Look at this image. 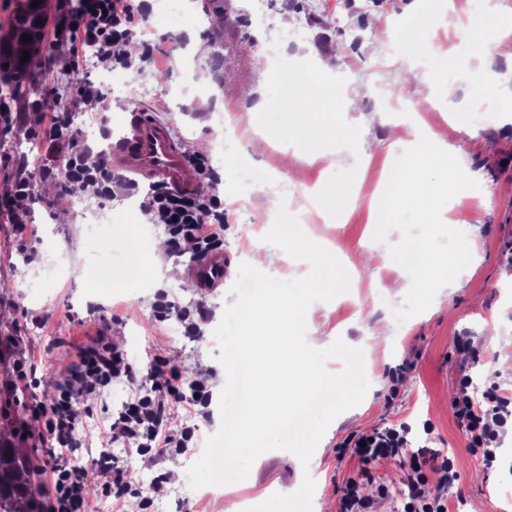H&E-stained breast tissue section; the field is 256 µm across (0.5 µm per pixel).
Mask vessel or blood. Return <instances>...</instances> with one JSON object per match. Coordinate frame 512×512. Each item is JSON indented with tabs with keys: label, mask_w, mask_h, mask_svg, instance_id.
<instances>
[{
	"label": "vessel or blood",
	"mask_w": 512,
	"mask_h": 512,
	"mask_svg": "<svg viewBox=\"0 0 512 512\" xmlns=\"http://www.w3.org/2000/svg\"><path fill=\"white\" fill-rule=\"evenodd\" d=\"M40 14L33 0H22L15 25L17 35L35 34ZM109 163L115 171L159 179L182 192L190 193L197 187L196 172L169 125L141 112L133 113L130 134L113 146ZM227 270L223 252L215 251L192 268L191 277L201 291L208 292L223 285Z\"/></svg>",
	"instance_id": "obj_1"
}]
</instances>
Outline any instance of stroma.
<instances>
[{
  "label": "stroma",
  "instance_id": "35a3bbf8",
  "mask_svg": "<svg viewBox=\"0 0 512 512\" xmlns=\"http://www.w3.org/2000/svg\"><path fill=\"white\" fill-rule=\"evenodd\" d=\"M190 2L192 10L184 16L161 11L159 0H149L148 20L139 35L156 41L170 67L157 72L154 81L134 82L125 93H113L108 111L93 113L78 106L77 113L90 130L78 143L95 153L106 149L113 135L127 134L138 109L169 122L185 154H194L197 143H207L206 154L213 159L224 190L223 251L229 258L224 285L206 294L195 287L187 275L197 262L190 247L166 252V261L182 268L180 279L162 280L151 271L130 276V258L146 256L151 240L166 232L161 225L144 223L139 199L126 185L108 201L82 191L57 198L50 206L34 205L32 235L25 239L13 225L0 221V384L10 388L11 417L10 422L0 421V441L12 442L27 455L35 481L50 489L51 474L43 456L47 443L31 406L52 400L86 332L104 331L126 348L138 370L160 353L190 373L224 374L220 351L208 341L226 306L236 300L230 289L240 264L280 280L309 272L306 261L291 257L272 267L265 262L271 246L263 237L275 208V185L288 184L292 204L299 207L308 205L313 194L322 204L329 188L339 184L346 190L344 204L333 211L311 207V219L302 230L349 264L350 290L331 301L315 302L307 328L363 350L370 383L365 398L330 424L309 466H302L290 452L271 450L255 460L247 479L225 485L219 497L203 496L184 478L171 483L162 512H243L244 506H257L274 494L294 493L307 476L315 483L313 508L325 503L329 512H338L340 487L352 470L339 443L348 434L401 422L410 424L418 438L426 420L434 426L430 448L453 456L460 474L456 491L448 497L452 512H512V439L502 438L496 466L485 469L468 451L452 406L459 365L512 384V369L502 368L504 353L492 340L496 334L512 336V290H504L499 282L501 270L512 267V112L493 110L479 124L468 110L473 99L497 102L512 93V59L468 58L464 29L456 27L451 15H444L449 65L440 73L423 70L424 86L433 92L424 107L419 93L401 83V66L384 31L428 35L434 0H303V9L289 15L291 29L301 30L303 36L284 47L287 65L303 76L315 71L319 62L332 61L330 80L340 92L335 100L320 96L315 114L317 120L335 123V138L312 144L307 130L292 124L294 100L286 98L279 84L267 81L257 64L264 42L276 37V30L251 29L242 15L217 28L213 22L224 14L226 0ZM331 13L343 16L345 32L327 24ZM192 28L200 37L194 48L187 38ZM79 79L96 83L102 75L96 67L73 75L58 62L36 59L20 83L0 82V96L36 99L55 92L66 97ZM191 93L195 105L187 112L182 101ZM425 108L433 128L447 133L449 143L459 149L464 172L479 183L478 190L457 194L458 208L446 221L466 235L471 262L458 274L444 305L400 323L395 312L404 298L390 293L389 286L405 271L392 261L369 262L378 244L368 231L367 216L371 202L382 196L397 157L413 147L408 127L425 118ZM221 111L238 117L240 137L236 150L229 153L216 124ZM37 141L28 126L0 132V154L11 155L23 171L37 172L47 163V155L34 160L25 153ZM288 149L296 153L289 167L268 171V157ZM242 167L254 169L260 181L240 204L232 181ZM88 209L100 210L112 229L108 288L83 272V263L95 248L83 233ZM63 258L71 265L72 276L49 278L48 269ZM161 290L179 306L205 305L208 316L199 336L192 339L154 322L151 304ZM383 324L389 325L390 337L378 346L373 335ZM463 336L479 347V356L459 348ZM405 360L414 362L415 368L399 397L387 401L388 370ZM20 362L31 365L40 381L37 388H30L20 375ZM127 398V389L116 384L79 406L90 435L84 447L74 449L75 458L99 453L110 414Z\"/></svg>",
  "mask_w": 512,
  "mask_h": 512
}]
</instances>
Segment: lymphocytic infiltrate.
<instances>
[{
    "instance_id": "lymphocytic-infiltrate-1",
    "label": "lymphocytic infiltrate",
    "mask_w": 512,
    "mask_h": 512,
    "mask_svg": "<svg viewBox=\"0 0 512 512\" xmlns=\"http://www.w3.org/2000/svg\"><path fill=\"white\" fill-rule=\"evenodd\" d=\"M143 15L144 7L136 0H75L65 16L43 15L37 40L28 46L29 54L36 57L45 52L64 59L66 70L76 72L92 47L98 67H129L132 59L127 46L135 39ZM28 124L35 126L53 161L38 173L15 176L10 193L0 199V215L15 224L18 232L27 229L30 202L45 198L57 184H64L69 193L91 187L100 199H111L115 174L105 156L94 157L76 147L69 109L46 98L26 102L0 97V127ZM188 161L209 182V191L186 195L160 183L143 208L155 223L166 227L172 246L191 243L203 257L224 245V198L209 157L192 155ZM146 379V384L137 383L127 352L97 335L82 346L69 382L53 402L35 407L45 437L54 442L44 451L52 472L48 512H87L91 488L86 468L69 456L70 449L86 439L76 412L78 396L103 393L115 382L131 384L128 399L110 427L111 439L134 448L144 466H152L157 457L182 455L195 448L196 425L187 423L171 431L168 413L174 404L183 402L191 416L208 419L212 393L207 378L186 373L167 357L156 355L147 365ZM453 410L471 454L485 468H492L499 431L512 425V390L492 381L475 391L469 368L460 367ZM410 432L402 423L353 433L341 442V450L349 451L356 468L344 482L339 512H375L389 494L376 475L386 460L395 462L404 474L403 512H448V490L459 480L455 461L431 448L413 447ZM432 472L440 478L431 489L427 483Z\"/></svg>"
}]
</instances>
